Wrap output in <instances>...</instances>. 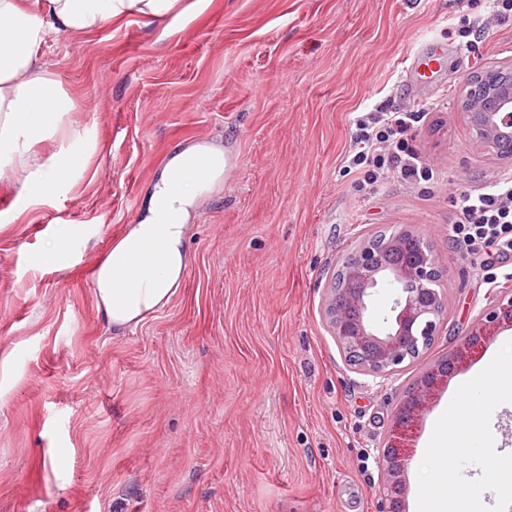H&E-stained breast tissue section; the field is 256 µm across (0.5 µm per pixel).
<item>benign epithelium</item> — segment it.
Listing matches in <instances>:
<instances>
[{
    "mask_svg": "<svg viewBox=\"0 0 512 512\" xmlns=\"http://www.w3.org/2000/svg\"><path fill=\"white\" fill-rule=\"evenodd\" d=\"M459 106L478 145L512 156V66L495 65L464 79ZM445 266L418 233L402 230L387 239L363 241L332 275L324 321L347 365L386 380L421 357L435 340L446 307L437 282ZM396 290L391 314L377 326L369 301L381 282ZM512 330V297L499 296L476 316L469 334L445 356L426 367L392 411L390 428L376 448L382 471V512H406L407 472L419 421L439 389L458 367L474 360L487 343Z\"/></svg>",
    "mask_w": 512,
    "mask_h": 512,
    "instance_id": "obj_1",
    "label": "benign epithelium"
}]
</instances>
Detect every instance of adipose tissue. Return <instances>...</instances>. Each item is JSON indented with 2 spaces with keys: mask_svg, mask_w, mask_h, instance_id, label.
<instances>
[{
  "mask_svg": "<svg viewBox=\"0 0 512 512\" xmlns=\"http://www.w3.org/2000/svg\"><path fill=\"white\" fill-rule=\"evenodd\" d=\"M208 0H0V177L15 216L55 205L83 180L99 153L78 118L79 101L44 55L49 38H70L130 19L173 34ZM223 141L175 144L147 182L133 223L124 225L93 267L103 322L121 332L170 304L183 287L188 243L203 208L224 189Z\"/></svg>",
  "mask_w": 512,
  "mask_h": 512,
  "instance_id": "1",
  "label": "adipose tissue"
}]
</instances>
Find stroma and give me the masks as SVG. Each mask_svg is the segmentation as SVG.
<instances>
[{
	"mask_svg": "<svg viewBox=\"0 0 512 512\" xmlns=\"http://www.w3.org/2000/svg\"><path fill=\"white\" fill-rule=\"evenodd\" d=\"M456 0H210L174 36L139 20L49 40L46 57L101 150L66 201L12 222L0 202V512H380L376 448L424 368L468 333L497 287L448 238L450 196L512 159L473 141L456 105L468 71ZM446 45L433 83L419 45ZM424 110L413 135L431 181L357 192L341 168L355 113ZM222 137L224 191L201 213L185 283L142 325L100 319L91 268L131 223L176 143ZM69 264L36 261L61 225ZM413 229L447 269L433 344L382 381L354 372L328 332L339 260L370 234ZM512 330L427 412L407 509L434 423ZM67 469L52 471L49 451Z\"/></svg>",
	"mask_w": 512,
	"mask_h": 512,
	"instance_id": "35a3bbf8",
	"label": "stroma"
}]
</instances>
